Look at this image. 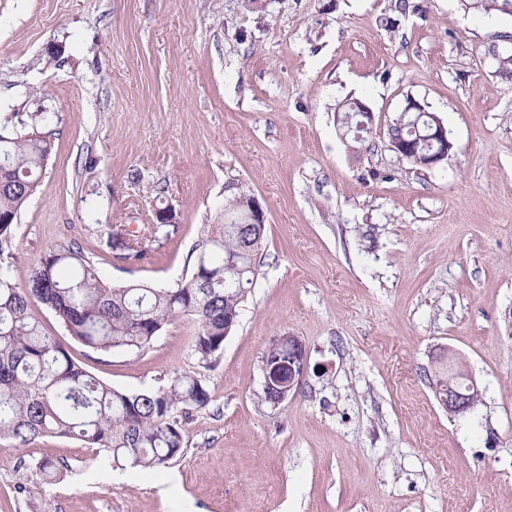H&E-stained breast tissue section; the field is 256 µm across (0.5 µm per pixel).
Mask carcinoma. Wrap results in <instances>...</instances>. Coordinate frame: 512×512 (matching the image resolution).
Returning a JSON list of instances; mask_svg holds the SVG:
<instances>
[{
    "label": "carcinoma",
    "instance_id": "carcinoma-1",
    "mask_svg": "<svg viewBox=\"0 0 512 512\" xmlns=\"http://www.w3.org/2000/svg\"><path fill=\"white\" fill-rule=\"evenodd\" d=\"M486 15L512 16V0H465ZM343 135L355 134L364 120L352 103L340 113ZM46 112L27 122L12 113L0 124V441L25 446L55 434L101 448L115 467L158 471L181 455L182 424L204 407L209 394L201 380L176 374L154 389H116L70 356L45 331L29 300L37 298L62 321L69 335L96 352L144 350L168 322L191 317L196 332L191 354L206 365L224 347V325L235 326L241 304L259 274L266 225L245 223L252 197L230 201V222L203 229L192 271L172 288L114 287L96 271L75 242L60 244L42 258L20 287L13 277L11 228L35 193L51 152ZM429 112H402L389 126L391 139L412 140L418 151H435ZM177 224L105 225L112 258L137 263L148 253L143 239L166 240ZM262 361H288V338L266 347Z\"/></svg>",
    "mask_w": 512,
    "mask_h": 512
}]
</instances>
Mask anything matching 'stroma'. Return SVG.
<instances>
[{"label":"stroma","mask_w":512,"mask_h":512,"mask_svg":"<svg viewBox=\"0 0 512 512\" xmlns=\"http://www.w3.org/2000/svg\"><path fill=\"white\" fill-rule=\"evenodd\" d=\"M510 55L512 16L461 0H0V117L54 115L13 226L16 283L72 240L112 285L171 287L237 190L266 215L264 264L210 364L190 319L144 350L95 352L31 300L112 387L190 374L210 402L156 472L72 438L0 443V512H512ZM410 98L454 142L431 169L388 147ZM356 99L368 151L337 125ZM162 208L178 233L113 259L98 225ZM280 336L307 372L273 403L262 356ZM445 347L481 390L464 415L428 380Z\"/></svg>","instance_id":"obj_1"}]
</instances>
